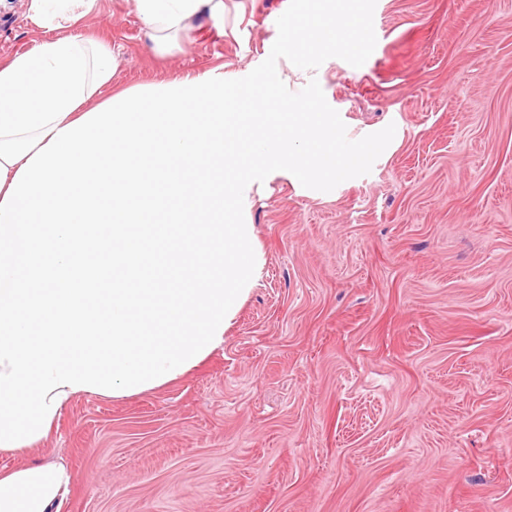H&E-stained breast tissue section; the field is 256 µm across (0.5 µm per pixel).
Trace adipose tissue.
I'll return each mask as SVG.
<instances>
[{"instance_id": "obj_1", "label": "adipose tissue", "mask_w": 512, "mask_h": 512, "mask_svg": "<svg viewBox=\"0 0 512 512\" xmlns=\"http://www.w3.org/2000/svg\"><path fill=\"white\" fill-rule=\"evenodd\" d=\"M156 53L181 49L194 19L224 20V0H135ZM100 0H28L31 23L52 38L0 63V455L33 451L78 396L120 398L173 382L224 343V334L262 278L266 254L252 222L253 197L274 180L322 198L362 176L393 149L395 128L352 132L343 113L313 93L292 95L284 112H255L236 79L202 76L127 89L101 100L115 56L72 27ZM227 101L229 113L213 111ZM164 118L157 207L176 202L149 239L171 248L174 273L148 288L96 295L104 317L79 306L78 280L41 287L47 249L69 266L85 227L72 195L95 160L112 159L121 193L113 210L136 219L145 190L127 157L144 142L143 118ZM249 129L253 161L225 169L238 142L225 126ZM71 482L62 460L0 470V512H53Z\"/></svg>"}]
</instances>
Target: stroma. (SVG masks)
Here are the masks:
<instances>
[{
  "label": "stroma",
  "instance_id": "1",
  "mask_svg": "<svg viewBox=\"0 0 512 512\" xmlns=\"http://www.w3.org/2000/svg\"><path fill=\"white\" fill-rule=\"evenodd\" d=\"M283 0H224V34L157 57L135 0L75 31L111 42L112 92L215 68L249 87ZM288 91L395 151L331 201L275 181L252 221L264 278L224 344L179 381L75 398L39 450L60 512H512V0H307ZM0 0V62L44 38ZM98 292L162 274L127 227Z\"/></svg>",
  "mask_w": 512,
  "mask_h": 512
}]
</instances>
